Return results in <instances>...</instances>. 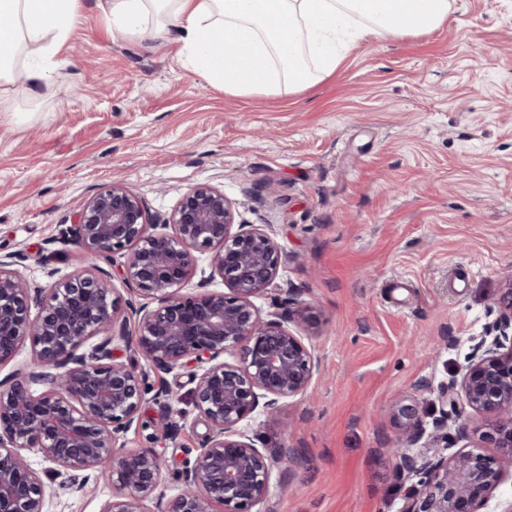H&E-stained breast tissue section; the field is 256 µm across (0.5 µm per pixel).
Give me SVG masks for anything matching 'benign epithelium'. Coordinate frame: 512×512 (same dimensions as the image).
<instances>
[{
    "mask_svg": "<svg viewBox=\"0 0 512 512\" xmlns=\"http://www.w3.org/2000/svg\"><path fill=\"white\" fill-rule=\"evenodd\" d=\"M165 225L172 232L158 230L144 200L114 180L61 232L79 248L80 269L58 279L52 269L53 282L33 288L15 269V255L0 256V367L26 343L35 362L0 378V512H46L57 488L92 478L112 485L103 512H149L153 501L165 504L163 512H252L271 496L275 470L292 460L284 448L257 447L249 422L275 418L284 401L310 387L317 361L290 326L316 328L315 306L282 288L288 310L262 313L254 299L277 286L281 247L263 228L233 229L222 190L190 189ZM198 252L207 253L210 273L198 283L203 292L188 295ZM119 253L125 260L112 274L102 264ZM113 276L143 303L124 298L110 285ZM217 277L224 290L207 289ZM497 308L495 335L476 346L461 381L441 385L432 427L416 400L394 406L397 512H481L501 483L487 456L445 454L459 386L482 418L480 442L512 458V281ZM117 341L131 342L155 369L199 370L191 403L208 433L172 495L162 456L120 443L141 418L146 371L114 354ZM31 449L48 463L46 473L66 480L44 482L25 455ZM107 460L110 470L102 468Z\"/></svg>",
    "mask_w": 512,
    "mask_h": 512,
    "instance_id": "benign-epithelium-1",
    "label": "benign epithelium"
}]
</instances>
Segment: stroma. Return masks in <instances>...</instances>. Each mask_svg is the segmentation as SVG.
<instances>
[{
  "instance_id": "obj_1",
  "label": "stroma",
  "mask_w": 512,
  "mask_h": 512,
  "mask_svg": "<svg viewBox=\"0 0 512 512\" xmlns=\"http://www.w3.org/2000/svg\"><path fill=\"white\" fill-rule=\"evenodd\" d=\"M180 50L113 39L98 0H81L36 113H0V252L43 285L46 267L79 268L60 229L112 180L159 219L193 187L223 190L236 223L270 225L282 287L320 315L307 396L251 426L257 447L297 457L261 512H397L395 402L437 414L512 281V0H450L430 34L368 36L298 94L226 95ZM163 386L177 401L157 399ZM194 386L191 370L151 371L125 447L172 473L194 460ZM111 496L91 482L46 510L103 512Z\"/></svg>"
}]
</instances>
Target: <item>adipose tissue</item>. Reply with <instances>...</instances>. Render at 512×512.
<instances>
[{"label": "adipose tissue", "mask_w": 512, "mask_h": 512, "mask_svg": "<svg viewBox=\"0 0 512 512\" xmlns=\"http://www.w3.org/2000/svg\"><path fill=\"white\" fill-rule=\"evenodd\" d=\"M79 0H0V104L33 114ZM123 39L176 35L183 61L229 95L295 94L331 76L366 35L439 28L449 0H100ZM23 87H15V69Z\"/></svg>", "instance_id": "ef3b65f1"}]
</instances>
